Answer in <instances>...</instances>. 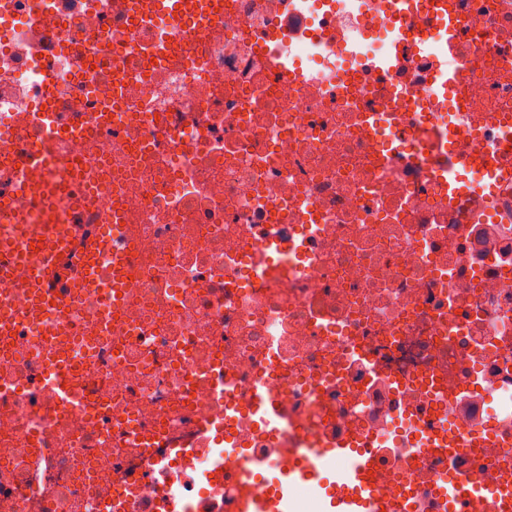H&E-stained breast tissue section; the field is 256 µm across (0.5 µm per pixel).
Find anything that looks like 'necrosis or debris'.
<instances>
[{
    "label": "necrosis or debris",
    "instance_id": "1",
    "mask_svg": "<svg viewBox=\"0 0 512 512\" xmlns=\"http://www.w3.org/2000/svg\"><path fill=\"white\" fill-rule=\"evenodd\" d=\"M210 2L0 0V228L20 215L35 238L0 280V512H188L224 446L265 490L340 440L377 458L384 496L494 512L487 489L512 488V0H452L450 55L428 48L440 0L402 22L391 0ZM53 174L51 219L15 183ZM60 224L61 304L32 317ZM451 474L484 493L447 506Z\"/></svg>",
    "mask_w": 512,
    "mask_h": 512
}]
</instances>
